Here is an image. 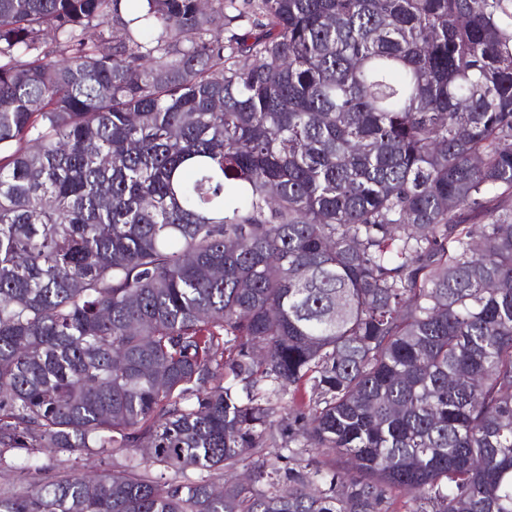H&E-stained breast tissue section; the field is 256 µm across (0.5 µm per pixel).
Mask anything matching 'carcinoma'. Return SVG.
<instances>
[{"mask_svg": "<svg viewBox=\"0 0 512 512\" xmlns=\"http://www.w3.org/2000/svg\"><path fill=\"white\" fill-rule=\"evenodd\" d=\"M42 448L158 472L0 512H512V0H0V471Z\"/></svg>", "mask_w": 512, "mask_h": 512, "instance_id": "carcinoma-1", "label": "carcinoma"}]
</instances>
